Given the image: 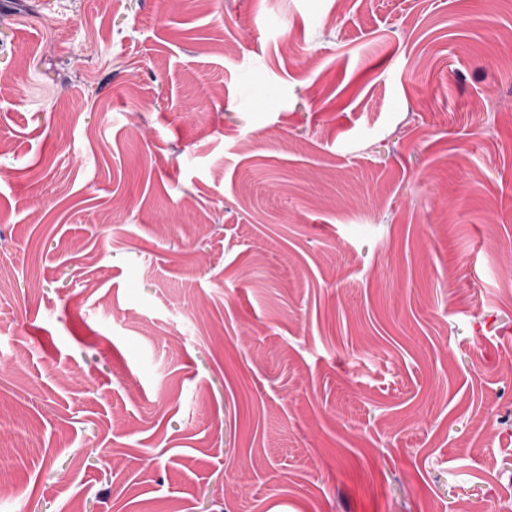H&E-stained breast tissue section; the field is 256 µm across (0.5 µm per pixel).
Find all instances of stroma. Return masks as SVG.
I'll return each instance as SVG.
<instances>
[{
	"label": "stroma",
	"mask_w": 512,
	"mask_h": 512,
	"mask_svg": "<svg viewBox=\"0 0 512 512\" xmlns=\"http://www.w3.org/2000/svg\"><path fill=\"white\" fill-rule=\"evenodd\" d=\"M0 512H512V0H0Z\"/></svg>",
	"instance_id": "stroma-1"
}]
</instances>
